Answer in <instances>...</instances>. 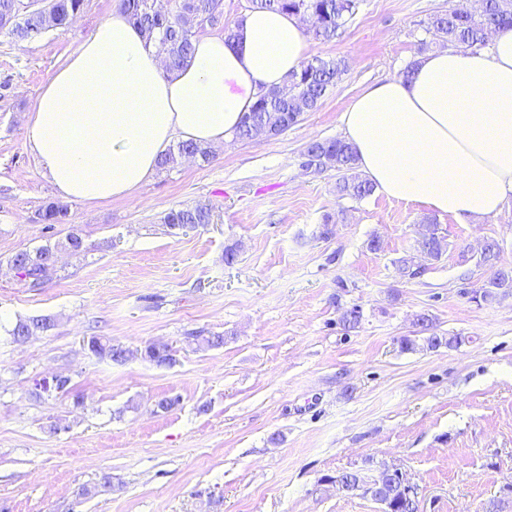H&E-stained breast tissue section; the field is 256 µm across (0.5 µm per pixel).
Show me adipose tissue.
<instances>
[{"mask_svg":"<svg viewBox=\"0 0 512 512\" xmlns=\"http://www.w3.org/2000/svg\"><path fill=\"white\" fill-rule=\"evenodd\" d=\"M235 41L194 39L167 70L119 9L57 68L39 93L26 144L58 196L97 203L132 198L174 141L207 146L234 135L260 88L278 86L308 59L295 16L255 9ZM340 121L357 167L389 198L478 222L512 195V28L486 47L416 57L410 77L356 96Z\"/></svg>","mask_w":512,"mask_h":512,"instance_id":"1","label":"adipose tissue"}]
</instances>
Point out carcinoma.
<instances>
[{
  "label": "carcinoma",
  "mask_w": 512,
  "mask_h": 512,
  "mask_svg": "<svg viewBox=\"0 0 512 512\" xmlns=\"http://www.w3.org/2000/svg\"><path fill=\"white\" fill-rule=\"evenodd\" d=\"M21 0H0V15L9 14L14 21L8 29L21 40L39 37L49 28L67 30L74 18L83 9L84 0H52L50 7L42 12H27L21 21H15L20 11ZM502 0H471V4H458L448 12L429 19L426 31L455 47L481 48L486 44L490 29L501 26L512 27V10L501 8ZM255 9H273L279 12L301 15L310 12L315 17V38L330 40L356 14L358 0H252ZM121 7L130 20L148 37L155 38L159 52L165 58L166 68H179L192 51L194 26L198 19L213 9V0H180L177 11L165 9L158 0H122ZM343 61L314 57L302 64L299 71L289 75L283 85L263 89L250 110L243 114L235 133L239 139H251L259 133L271 136L284 132L299 121L301 113L295 111V103L304 100L309 110L318 108L321 100L335 87L345 74ZM311 168L316 172L334 170L340 173L336 182V193L341 197L363 199L371 195L375 187L356 172V155L352 146L342 139L313 140L306 146ZM210 148L193 142H180L162 157L160 168L172 169L184 158L209 161ZM46 224H62L68 216V206L52 201L39 213ZM212 222L211 208L197 205L168 212L163 223L172 229L185 226L197 227ZM418 245L430 259L442 254V242L437 234V225H423ZM73 253L84 251L82 237L68 233L52 245L35 250H19L10 257V265L17 268L21 280L31 288H39L57 272L55 257L59 250ZM479 264L493 270L491 277L477 290L469 291L477 303H490L501 295L512 292V268L498 266V245L486 244L481 252ZM49 317L19 320L9 335L15 341L49 330ZM98 356L114 359L127 350L98 336L89 339ZM336 485L347 493L373 489L371 498L383 506V512H417V503L406 492L398 480L379 474L366 479L358 472H345L336 476Z\"/></svg>",
  "instance_id": "cac0c4a2"
}]
</instances>
